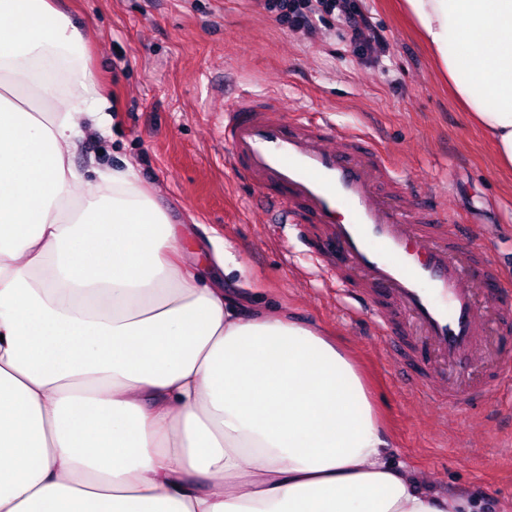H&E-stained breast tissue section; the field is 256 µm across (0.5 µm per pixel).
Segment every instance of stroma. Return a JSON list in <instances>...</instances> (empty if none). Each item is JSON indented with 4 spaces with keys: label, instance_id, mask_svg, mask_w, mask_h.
I'll list each match as a JSON object with an SVG mask.
<instances>
[{
    "label": "stroma",
    "instance_id": "obj_1",
    "mask_svg": "<svg viewBox=\"0 0 512 512\" xmlns=\"http://www.w3.org/2000/svg\"><path fill=\"white\" fill-rule=\"evenodd\" d=\"M355 3L383 35L377 52L346 41L327 0H311L310 31L283 26L253 0H53L83 36L109 115L106 134L79 142L74 164L130 162L179 230L185 272L338 336L363 364L396 460L512 512V384L461 410L405 388L359 297L320 269V225L279 223L225 162V104L275 95L369 140L393 158L407 195L479 226L477 246L512 270V173L450 96L399 0ZM228 263L239 266L229 276Z\"/></svg>",
    "mask_w": 512,
    "mask_h": 512
}]
</instances>
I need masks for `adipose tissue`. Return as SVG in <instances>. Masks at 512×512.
Here are the masks:
<instances>
[{"label":"adipose tissue","instance_id":"ef3b65f1","mask_svg":"<svg viewBox=\"0 0 512 512\" xmlns=\"http://www.w3.org/2000/svg\"><path fill=\"white\" fill-rule=\"evenodd\" d=\"M512 169V0H403ZM0 512H489L391 459L331 337L184 275L133 166H74L106 102L48 0H0Z\"/></svg>","mask_w":512,"mask_h":512}]
</instances>
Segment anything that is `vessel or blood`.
I'll return each instance as SVG.
<instances>
[{"instance_id":"vessel-or-blood-1","label":"vessel or blood","mask_w":512,"mask_h":512,"mask_svg":"<svg viewBox=\"0 0 512 512\" xmlns=\"http://www.w3.org/2000/svg\"><path fill=\"white\" fill-rule=\"evenodd\" d=\"M225 159L283 222L326 227L339 252L335 277L355 284L365 308L384 316L385 335L413 389H435L443 406L488 402L487 382H444L445 369L495 350L498 380L512 379V351L490 345L482 299L512 298V276L486 251L462 244L460 227L436 205L405 206L391 160L328 120L289 118L277 100L239 95L224 110Z\"/></svg>"}]
</instances>
